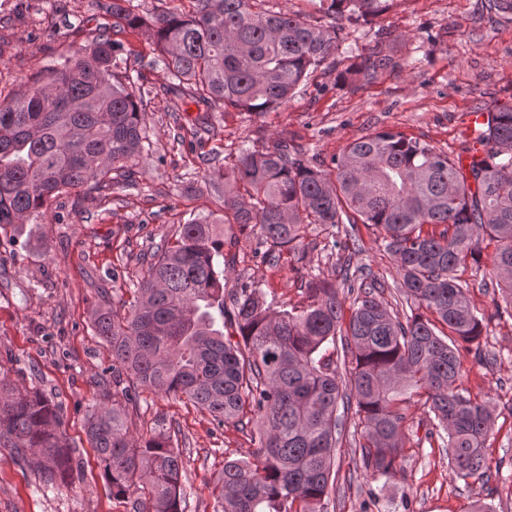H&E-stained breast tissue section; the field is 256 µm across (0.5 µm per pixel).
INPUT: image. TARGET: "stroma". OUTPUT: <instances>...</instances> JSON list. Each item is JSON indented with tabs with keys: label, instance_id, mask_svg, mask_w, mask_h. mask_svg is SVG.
Here are the masks:
<instances>
[{
	"label": "stroma",
	"instance_id": "35a3bbf8",
	"mask_svg": "<svg viewBox=\"0 0 512 512\" xmlns=\"http://www.w3.org/2000/svg\"><path fill=\"white\" fill-rule=\"evenodd\" d=\"M110 0H0V91L21 92L29 74L69 54L75 44L107 32L121 71L143 74L148 143L133 184L115 183L55 201L44 220L0 229V380L44 392L60 407L62 430L74 448L68 485L46 491L33 463L0 447V512H133L114 499L85 433L93 406L123 402L128 377L112 374V356L92 327V311L128 293L146 268L143 254L172 239L190 215L216 212L220 200L207 174L242 150L278 141L302 159L331 169L355 139L392 129L447 153L471 146L467 116L512 106V16L488 0H394L371 21L345 23L338 54L311 73L286 105L262 114L216 108L197 124L195 104L167 94L164 65L145 32L114 26ZM378 52L388 59L372 79L344 82L343 70ZM219 149L210 162L202 150ZM359 248H335L331 227L311 224L303 245L282 252L277 265L261 262L258 230H224L231 263L226 290L260 288L272 310L307 303L305 286L318 275L337 282L339 260L370 268L384 281V299L408 305L401 277L374 227L359 225ZM457 276L469 285L483 319L477 344H460L461 388L488 398L495 410L487 442L488 480L462 481L448 466L437 422L410 403L403 447L390 476L366 474L354 437L356 417L336 445V482L327 512H469L492 504L512 512V309L499 308L496 282L485 261ZM133 436L171 437L184 463L185 512H213L215 477L226 453L250 458L254 426H217L209 414L172 397L143 392L128 407Z\"/></svg>",
	"mask_w": 512,
	"mask_h": 512
}]
</instances>
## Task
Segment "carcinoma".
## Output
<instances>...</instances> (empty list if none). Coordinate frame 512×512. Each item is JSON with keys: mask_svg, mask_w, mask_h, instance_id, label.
Listing matches in <instances>:
<instances>
[{"mask_svg": "<svg viewBox=\"0 0 512 512\" xmlns=\"http://www.w3.org/2000/svg\"><path fill=\"white\" fill-rule=\"evenodd\" d=\"M266 2L157 0L143 10L135 0H112L110 10L115 25L151 33L167 91L201 112L224 105L263 113L287 104L338 52L343 21L378 18L393 0H308L313 15L272 11ZM114 51L102 32L32 73L21 95L0 97V228L36 221L51 200L72 192L110 189L114 172L133 174L145 152L146 110L132 76L119 74ZM376 64L372 53L344 74L366 78ZM474 133L489 150L466 171L394 130L350 143L332 172L292 155L283 141L245 149L232 166L208 174L224 184L220 212L189 218L173 241L156 247L127 310H94L96 335L132 383L126 402H138L142 390L183 397L220 427L250 408L259 448L251 460L224 461L214 512H325L336 443L352 408L365 469L391 475L415 396L444 431L456 477L488 479L484 448L494 410L487 398L459 388L452 343L477 340L482 320L455 272L479 263L478 241L489 239L488 275L504 283L512 304V108L490 111ZM359 221L382 235L405 298L435 319H400L366 267L353 274L340 268L354 295L346 323L338 289L317 276L299 310L273 312L247 284L225 294L224 225L259 227L262 258L271 263L299 246L310 224L348 225L346 251L358 241ZM426 224L444 229L436 235ZM439 323L448 336L435 332ZM228 326L240 340L224 338ZM338 336L343 358L336 363L320 351ZM60 424L42 393L0 381V447L19 461L34 451L47 486L73 470ZM87 436L113 498L140 491L147 497L136 499V512H185L183 460L166 433L135 438L114 403L92 410Z\"/></svg>", "mask_w": 512, "mask_h": 512, "instance_id": "obj_1", "label": "carcinoma"}]
</instances>
